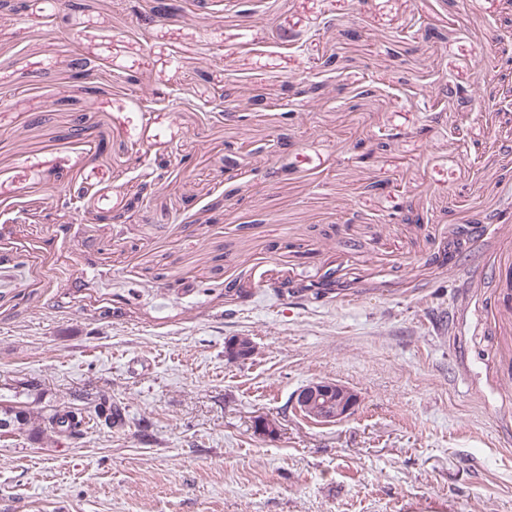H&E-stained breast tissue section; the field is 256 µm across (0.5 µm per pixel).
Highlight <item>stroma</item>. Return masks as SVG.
<instances>
[{
  "instance_id": "stroma-1",
  "label": "stroma",
  "mask_w": 512,
  "mask_h": 512,
  "mask_svg": "<svg viewBox=\"0 0 512 512\" xmlns=\"http://www.w3.org/2000/svg\"><path fill=\"white\" fill-rule=\"evenodd\" d=\"M81 2L0 9V404L126 423L0 512H512V0ZM255 350V345L251 338L244 336H234L229 339L225 345V357L234 363L245 362L249 360ZM359 404L357 395L347 386L327 380L311 382L292 398L296 413L321 423H335L349 417Z\"/></svg>"
}]
</instances>
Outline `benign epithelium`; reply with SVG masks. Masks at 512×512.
Wrapping results in <instances>:
<instances>
[{
  "mask_svg": "<svg viewBox=\"0 0 512 512\" xmlns=\"http://www.w3.org/2000/svg\"><path fill=\"white\" fill-rule=\"evenodd\" d=\"M255 350L253 341L235 336L225 345V357L234 363L249 360ZM359 404L357 395L347 386L327 380L312 382L292 398L295 412L321 423H335L349 417Z\"/></svg>",
  "mask_w": 512,
  "mask_h": 512,
  "instance_id": "7a95c632",
  "label": "benign epithelium"
}]
</instances>
